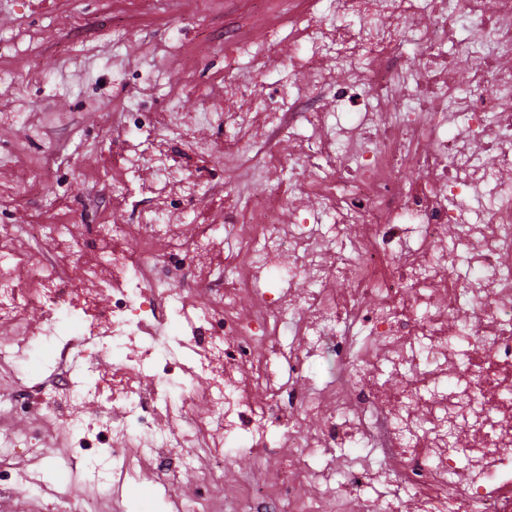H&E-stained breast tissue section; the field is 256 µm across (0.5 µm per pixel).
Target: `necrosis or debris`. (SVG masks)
<instances>
[{
  "label": "necrosis or debris",
  "mask_w": 512,
  "mask_h": 512,
  "mask_svg": "<svg viewBox=\"0 0 512 512\" xmlns=\"http://www.w3.org/2000/svg\"><path fill=\"white\" fill-rule=\"evenodd\" d=\"M333 5L336 26L312 21L304 30L306 64L335 59L345 76L336 100L356 108L355 122L308 110V89L282 92L273 105L232 69L224 88L248 108L202 115L228 132L255 127L268 143L307 120L314 134L303 164L327 165L307 185L322 202L313 220L285 223L279 204L266 200L233 204L239 249L225 255L222 275L197 283L207 293L221 287L218 305L190 309L185 288L154 272L160 259L209 253L213 224L194 241L155 217L97 225L90 246L100 261L83 269L91 287L78 296L45 275L41 261L17 275L11 246L0 243V321L15 324L25 310L43 308L45 323L31 338L51 369L48 382L1 391L0 413L25 405L49 430L67 409L75 460L111 459L95 483L58 495L52 512H110L139 471L154 475L155 495L173 512H226L224 467L244 451L257 467L242 485L251 512H339L356 500L364 473L341 463L315 473L305 460L371 444L421 512H512V0H498L469 48L486 70L470 73L466 93L448 72L433 110L423 97L429 62L483 0ZM409 27L420 32L413 64L399 55ZM379 57L383 65L360 68ZM409 165L423 166L426 180L402 181ZM326 213L332 223H323ZM130 235L143 245L135 258L118 246ZM283 254L278 290L268 292L267 271ZM461 263L471 276L448 281V268ZM303 276L316 289L297 290ZM247 295L261 305L245 314ZM364 334L375 354H356ZM319 355L336 368L318 387L310 371ZM104 356L113 360L108 376L96 367ZM76 357L86 361L80 375ZM372 367L401 374L402 390L362 388ZM93 396L112 406L97 431L82 417ZM418 403L424 416L413 412ZM178 448L186 456L175 457ZM187 470L195 483L185 492ZM267 471L276 483L264 479Z\"/></svg>",
  "instance_id": "1"
}]
</instances>
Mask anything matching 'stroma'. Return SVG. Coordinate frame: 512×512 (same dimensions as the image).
Returning a JSON list of instances; mask_svg holds the SVG:
<instances>
[{
	"label": "stroma",
	"instance_id": "35a3bbf8",
	"mask_svg": "<svg viewBox=\"0 0 512 512\" xmlns=\"http://www.w3.org/2000/svg\"><path fill=\"white\" fill-rule=\"evenodd\" d=\"M332 14L329 0H0V240H16L24 224L71 225L70 246L45 255L81 291L93 252L80 234L165 212L162 164L195 184L176 225L182 238L222 221L229 196L276 195L285 217L309 213L303 185L313 174L297 158L306 126L247 165L225 151L223 125L192 117L244 108L224 91L229 58L257 84L293 89L303 28ZM129 110L149 113V127L129 128ZM74 444L65 425L48 434L54 469L44 489L18 486L0 512H49L71 484ZM359 462L372 475L366 512L394 498L417 512L410 489L387 483L381 451H361Z\"/></svg>",
	"mask_w": 512,
	"mask_h": 512
}]
</instances>
